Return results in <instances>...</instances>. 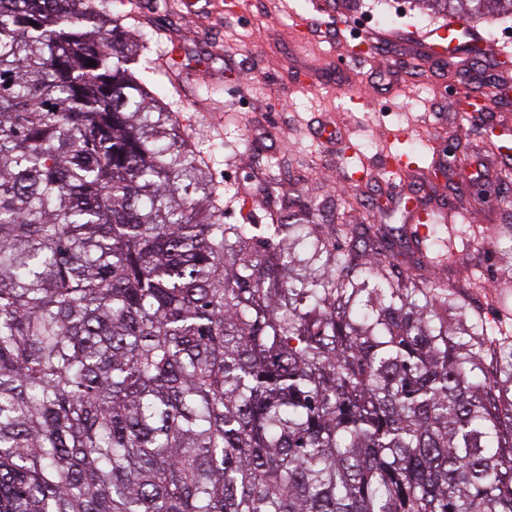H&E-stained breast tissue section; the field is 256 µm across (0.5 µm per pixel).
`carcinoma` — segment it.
Wrapping results in <instances>:
<instances>
[{
  "mask_svg": "<svg viewBox=\"0 0 512 512\" xmlns=\"http://www.w3.org/2000/svg\"><path fill=\"white\" fill-rule=\"evenodd\" d=\"M123 35L0 0V512H512V336L377 224L223 223Z\"/></svg>",
  "mask_w": 512,
  "mask_h": 512,
  "instance_id": "1",
  "label": "carcinoma"
}]
</instances>
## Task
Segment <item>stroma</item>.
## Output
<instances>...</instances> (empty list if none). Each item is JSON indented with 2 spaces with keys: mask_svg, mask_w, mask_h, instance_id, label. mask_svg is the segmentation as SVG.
<instances>
[{
  "mask_svg": "<svg viewBox=\"0 0 512 512\" xmlns=\"http://www.w3.org/2000/svg\"><path fill=\"white\" fill-rule=\"evenodd\" d=\"M124 0L125 26L143 47L145 83L206 157L224 197L228 224H263L291 198L320 200L326 229L358 224L348 200L364 194L396 241L399 271L464 292L492 328L512 331V275L479 233L512 225V204L498 195L503 166L492 145L512 147V104H490L463 121L448 104L463 88L512 86V21L475 26L496 46L457 76L441 64L402 68L398 44L359 65L346 44L354 34L433 29L442 17L412 0H335L348 6L340 37L300 46L293 27L312 0ZM408 154L412 169L390 181L386 163ZM438 204L458 215L436 238L411 233L410 206Z\"/></svg>",
  "mask_w": 512,
  "mask_h": 512,
  "instance_id": "obj_1",
  "label": "stroma"
}]
</instances>
